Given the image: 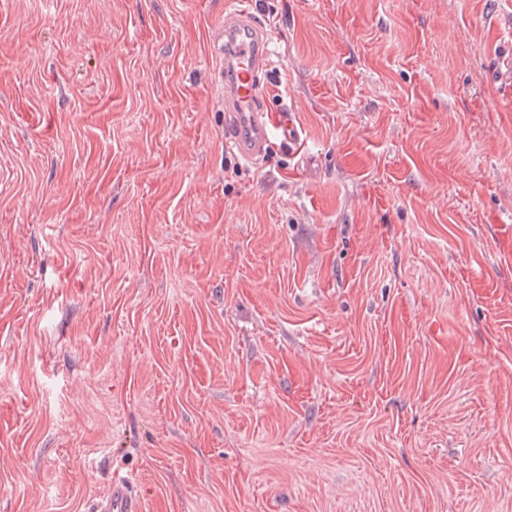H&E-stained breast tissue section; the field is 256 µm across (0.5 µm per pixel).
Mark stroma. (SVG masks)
Wrapping results in <instances>:
<instances>
[{
	"label": "stroma",
	"instance_id": "stroma-1",
	"mask_svg": "<svg viewBox=\"0 0 512 512\" xmlns=\"http://www.w3.org/2000/svg\"><path fill=\"white\" fill-rule=\"evenodd\" d=\"M0 0V512H512V0ZM214 50L224 56L225 140L252 159L265 152L271 139L289 143L301 132L289 117L283 124L270 121L261 75L267 71V36L248 9L224 15V23L214 37ZM142 503L132 485L124 479H115L95 504V512H142Z\"/></svg>",
	"mask_w": 512,
	"mask_h": 512
}]
</instances>
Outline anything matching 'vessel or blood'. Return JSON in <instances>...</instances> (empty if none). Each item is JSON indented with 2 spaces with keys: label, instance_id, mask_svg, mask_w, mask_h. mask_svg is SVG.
I'll list each match as a JSON object with an SVG mask.
<instances>
[{
  "label": "vessel or blood",
  "instance_id": "vessel-or-blood-1",
  "mask_svg": "<svg viewBox=\"0 0 512 512\" xmlns=\"http://www.w3.org/2000/svg\"><path fill=\"white\" fill-rule=\"evenodd\" d=\"M214 50L224 58L220 79L224 84V129L248 159L265 152L271 140H299L293 121L271 122L261 75L267 69V36L249 10L225 15L214 37ZM95 512H143L141 499L132 485L113 480L95 504Z\"/></svg>",
  "mask_w": 512,
  "mask_h": 512
}]
</instances>
